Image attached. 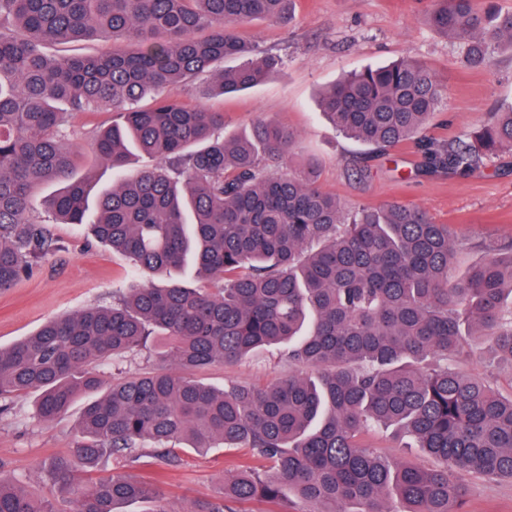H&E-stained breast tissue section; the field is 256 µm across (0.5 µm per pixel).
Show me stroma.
I'll return each instance as SVG.
<instances>
[{"instance_id":"1","label":"stroma","mask_w":512,"mask_h":512,"mask_svg":"<svg viewBox=\"0 0 512 512\" xmlns=\"http://www.w3.org/2000/svg\"><path fill=\"white\" fill-rule=\"evenodd\" d=\"M430 0H295L287 23L250 20L240 24L241 36L277 56L280 65L258 86L224 97L209 95L205 86H178L171 96L193 108L224 115V134L251 131L261 119L294 130L298 141L286 157L290 167L313 161L320 186L336 195L347 210L401 202L424 209L438 224H447L467 241L505 242L512 239V153L489 161L480 173L454 177L429 173L421 156L407 143L384 152H369L359 142L340 135L318 106L320 91L342 75L368 66L391 63L405 54L426 62L444 81L441 110L427 134L451 140L480 128L490 112L512 105V51L499 50L485 70L466 67L454 42L431 27L426 14ZM108 112L70 117V142L80 151L75 176H90L92 194L111 187L115 174L96 158L94 133L110 124ZM368 171L355 179L352 169ZM43 184L36 197L35 219L48 226L60 251L47 256L31 276L0 291V345L7 347L47 319L111 303L116 292L139 281L131 261L96 242L88 225L56 223L45 205L57 191ZM157 344L108 361L107 379L161 368ZM288 372L275 348L260 349L233 366L216 363L199 378L215 387L230 381L268 384ZM36 393L8 400L0 411V477H26L31 490H44L52 479L48 462L72 452L84 403L51 422L35 416ZM178 463L145 449L127 470L141 477H160L162 503L169 512H193L216 495L224 475L243 457L240 448L197 451L177 448ZM465 512H512V481L470 476Z\"/></svg>"}]
</instances>
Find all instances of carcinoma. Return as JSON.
I'll list each match as a JSON object with an SVG mask.
<instances>
[{"label": "carcinoma", "mask_w": 512, "mask_h": 512, "mask_svg": "<svg viewBox=\"0 0 512 512\" xmlns=\"http://www.w3.org/2000/svg\"><path fill=\"white\" fill-rule=\"evenodd\" d=\"M291 0H0V291L59 249L33 219L36 186L65 183L48 201L59 224H89L127 255L142 283L49 320L0 348V398L38 393L36 416L53 420L81 394L75 459L49 464L55 484L86 487L69 500L0 477V512H117L160 498L158 482L122 474L93 478L99 458L123 463L144 444L178 461L172 444L245 448L222 495L194 512H236L255 498L290 494L301 512H462V477L512 480V396L487 376L448 361L477 356L483 337L499 365L512 366V241L485 245L487 258L452 278L468 247L417 207L390 203L347 213L318 185L312 162L279 169L296 133L260 120L224 138V113L170 99L177 85L208 78L211 94L265 81L278 58L237 34L245 20L283 21ZM428 23L459 46L463 63L487 69L494 50L512 51V12L494 0H432ZM109 39L112 50L77 52ZM240 57L236 68L224 59ZM442 80L421 60L347 75L320 108L337 131L375 150L414 143L422 165L470 176L512 151V108L478 131L441 142L421 136L442 104ZM113 113L96 134L101 160L119 181L89 216L85 180L71 175L78 151L68 116ZM135 153L158 160L129 169ZM203 288L174 277L188 259ZM169 276L166 286L152 282ZM163 344L157 372L108 381L94 365ZM280 347L288 375L258 386L216 388L190 377ZM384 426L403 433L427 468L392 460L362 441Z\"/></svg>", "instance_id": "cac0c4a2"}]
</instances>
